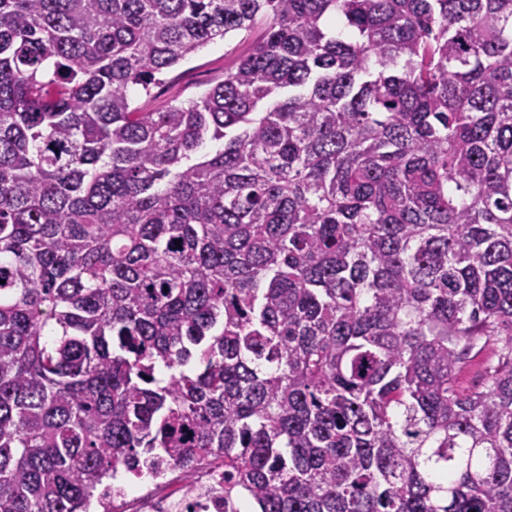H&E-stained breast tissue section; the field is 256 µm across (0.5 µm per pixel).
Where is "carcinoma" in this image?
Wrapping results in <instances>:
<instances>
[{
  "label": "carcinoma",
  "mask_w": 512,
  "mask_h": 512,
  "mask_svg": "<svg viewBox=\"0 0 512 512\" xmlns=\"http://www.w3.org/2000/svg\"><path fill=\"white\" fill-rule=\"evenodd\" d=\"M138 462L512 512V0H0V512ZM265 29V21L260 16L250 31L231 33L209 44L163 75L149 94L134 93V105L141 112H163L172 104L196 98L223 81L224 71L233 67L262 39Z\"/></svg>",
  "instance_id": "carcinoma-1"
}]
</instances>
